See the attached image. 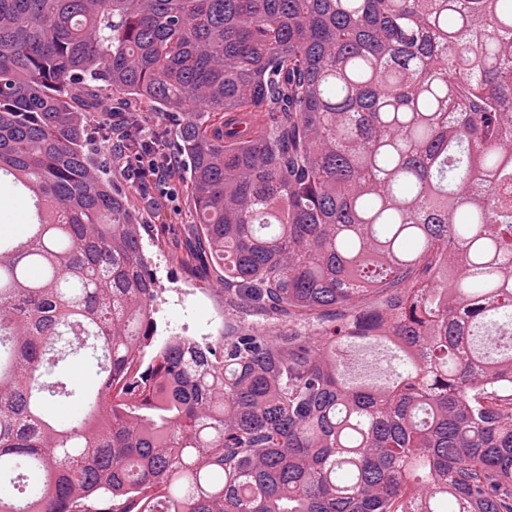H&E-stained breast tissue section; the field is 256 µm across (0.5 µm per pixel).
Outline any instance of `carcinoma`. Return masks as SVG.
I'll return each instance as SVG.
<instances>
[{
	"label": "carcinoma",
	"mask_w": 512,
	"mask_h": 512,
	"mask_svg": "<svg viewBox=\"0 0 512 512\" xmlns=\"http://www.w3.org/2000/svg\"><path fill=\"white\" fill-rule=\"evenodd\" d=\"M114 96L277 332L154 349ZM1 175L0 512H512V0H0ZM113 112H102L103 118L110 121L112 119V138L109 135V130L105 129L101 123L100 116L97 112H90L87 117V130H88V143L91 148L108 152V144L112 141L114 144L119 145L121 134L124 127V106L120 100L113 99L112 109ZM140 123L154 133H167L168 139L173 141L175 122L166 112H140ZM24 196L19 195L18 188L1 176L0 180V224H9L12 227L22 230L23 224H13L14 222H23L24 224H30L35 222L31 217L33 212V202L31 212L27 211L20 221L14 220V214L12 212V204L14 201H19ZM2 222V223H1ZM66 368L73 378L78 396L54 401L47 407L51 415L62 421L70 419L81 408L80 392L94 386L97 382L94 360L76 357ZM76 370L79 371V375L75 374Z\"/></svg>",
	"instance_id": "obj_1"
}]
</instances>
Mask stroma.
Listing matches in <instances>:
<instances>
[{"mask_svg":"<svg viewBox=\"0 0 512 512\" xmlns=\"http://www.w3.org/2000/svg\"><path fill=\"white\" fill-rule=\"evenodd\" d=\"M112 180L135 198L142 213L145 252L157 278L154 318L158 342L172 336L211 342L227 330L248 326L268 332L277 329L273 318L260 314L245 317L230 311L221 283L205 263L186 262L193 224L183 177H174L167 189L155 188L145 196L134 180L131 161L123 159L113 164Z\"/></svg>","mask_w":512,"mask_h":512,"instance_id":"1","label":"stroma"}]
</instances>
